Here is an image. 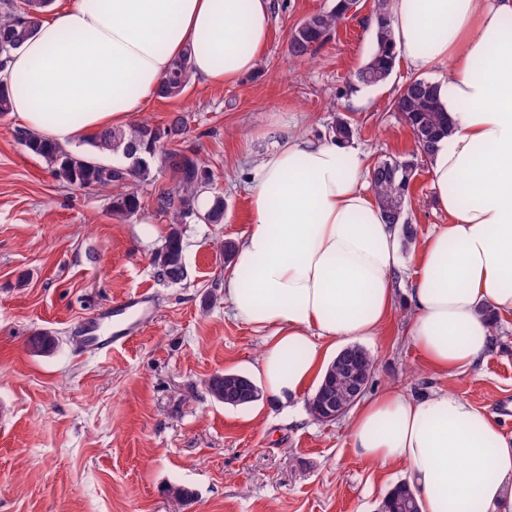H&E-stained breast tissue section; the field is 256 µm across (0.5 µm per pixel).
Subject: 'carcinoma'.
Wrapping results in <instances>:
<instances>
[{"label": "carcinoma", "instance_id": "obj_1", "mask_svg": "<svg viewBox=\"0 0 512 512\" xmlns=\"http://www.w3.org/2000/svg\"><path fill=\"white\" fill-rule=\"evenodd\" d=\"M0 69L11 53L33 34L41 20V13L51 0H22L16 7L11 0H0ZM374 16V46L367 61L354 74L355 81L366 87L382 86L388 82L396 65V53L391 35L390 16L386 0H378ZM347 18V0H338L326 12L305 18L289 36V51L298 60H306L327 43L337 27ZM191 69L188 58L176 61L161 78L157 96L174 99L189 85ZM393 110L410 128L419 154L391 158L379 162L371 172V188L386 222L398 226L404 245L416 242L417 232L407 214L409 186L418 166V156L429 158L438 143L448 134V116L443 112L438 86L426 79H415L397 91ZM188 120L183 115L157 125L141 120L127 127H110L91 137L86 152H75L61 145L46 143L39 135L25 134V146L43 158L53 168L58 181L83 188L105 187L113 190L112 213L120 217L135 215L141 207L139 188L152 185L151 160L153 149L161 142L172 145L161 151V161L169 169L172 184L159 191L154 198L156 209L169 218V231L161 248L155 253L154 263L163 280L179 283L187 277L184 258V225L192 220L205 224L224 222V197L213 196L210 209L199 214L195 202L198 194L212 184L208 167L191 151L175 147L187 132ZM328 134L339 142L350 143L355 128L349 116L336 115ZM30 352L45 354L56 346V338L47 332H37L27 340ZM249 377L235 372H216L203 381L207 394L215 401L231 407L242 403L224 398V383L247 381ZM389 512H419L414 492L400 482L385 496Z\"/></svg>", "mask_w": 512, "mask_h": 512}]
</instances>
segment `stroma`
Wrapping results in <instances>:
<instances>
[{
    "label": "stroma",
    "instance_id": "obj_1",
    "mask_svg": "<svg viewBox=\"0 0 512 512\" xmlns=\"http://www.w3.org/2000/svg\"><path fill=\"white\" fill-rule=\"evenodd\" d=\"M335 3L274 0L256 73L220 86L194 80L178 98L148 102L143 115L156 123L187 116L180 146L205 161L226 203L223 224L187 225L180 283L162 280L153 264L168 231L153 203L129 218L114 215L111 190L60 183L23 145L19 119L0 115V512H376L403 481L400 467L355 456L349 416L318 422L302 397L285 405L266 395L233 408L202 385L224 370L254 375L264 347L263 334L222 300V249L249 229L245 173L274 132L323 135L342 112L367 167L417 150L391 100L415 78L434 80L436 70L401 60L385 85L354 80L373 49L377 0H357L309 61L291 56V30ZM430 168L421 160L408 196L421 241L448 221ZM414 267L404 251L394 310L361 342L375 359L366 397L450 390L512 435V317L499 321L475 364L432 371L409 334ZM140 292L148 313L130 318V339L108 353L87 349L90 327L111 329L104 311ZM35 332L55 336V350L31 353ZM174 485L192 488L196 499L174 498Z\"/></svg>",
    "mask_w": 512,
    "mask_h": 512
}]
</instances>
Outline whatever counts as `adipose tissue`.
<instances>
[{
    "mask_svg": "<svg viewBox=\"0 0 512 512\" xmlns=\"http://www.w3.org/2000/svg\"><path fill=\"white\" fill-rule=\"evenodd\" d=\"M272 0H71L12 52L0 79L25 127L60 144L127 126L181 56L205 85L257 71ZM399 58L441 69L448 134L431 176L448 222L416 251L410 334L428 366H471L512 316V0H392ZM364 157L292 131L260 155L250 227L224 296L266 331L255 371L280 402L302 394L336 344L390 316L402 241ZM353 451L404 466L420 512H512V437L452 392L394 390L360 404Z\"/></svg>",
    "mask_w": 512,
    "mask_h": 512,
    "instance_id": "adipose-tissue-1",
    "label": "adipose tissue"
}]
</instances>
